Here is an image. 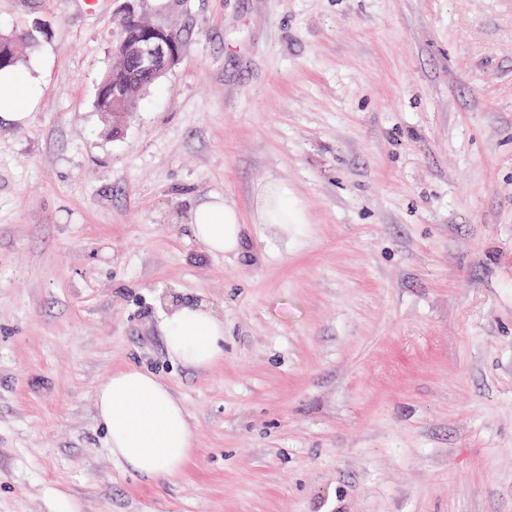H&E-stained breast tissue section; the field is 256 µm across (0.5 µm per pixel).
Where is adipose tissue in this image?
I'll return each instance as SVG.
<instances>
[{"label":"adipose tissue","instance_id":"obj_1","mask_svg":"<svg viewBox=\"0 0 512 512\" xmlns=\"http://www.w3.org/2000/svg\"><path fill=\"white\" fill-rule=\"evenodd\" d=\"M42 100L39 80L20 69L0 71V126L28 124ZM292 204L279 183L257 196L255 221L278 238L288 234ZM195 238L214 255L237 253L245 226L234 205L220 195L192 204L185 213ZM168 355L203 369L224 354V322L202 303L183 301L160 325ZM96 407L112 456L148 478L179 475L195 451V432L181 402L154 375L136 368L114 371L97 389Z\"/></svg>","mask_w":512,"mask_h":512}]
</instances>
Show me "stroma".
Here are the masks:
<instances>
[{
  "instance_id": "stroma-1",
  "label": "stroma",
  "mask_w": 512,
  "mask_h": 512,
  "mask_svg": "<svg viewBox=\"0 0 512 512\" xmlns=\"http://www.w3.org/2000/svg\"><path fill=\"white\" fill-rule=\"evenodd\" d=\"M124 3L0 0L45 83L0 129V512H512V0H139L180 58L115 133ZM210 194L239 253L183 220ZM165 297L223 360L169 359ZM129 367L195 429L174 478L106 445ZM288 210L294 213L288 198V190L277 182H271L257 196L255 222L266 224L277 238L287 237L288 224H302V222L288 223ZM194 237L214 255L236 254L245 225L234 205L220 195H211L192 204L185 213ZM160 328L168 355L185 366L207 368L224 356V321L203 303L176 304Z\"/></svg>"
}]
</instances>
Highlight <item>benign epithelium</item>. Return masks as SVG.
<instances>
[{
  "label": "benign epithelium",
  "mask_w": 512,
  "mask_h": 512,
  "mask_svg": "<svg viewBox=\"0 0 512 512\" xmlns=\"http://www.w3.org/2000/svg\"><path fill=\"white\" fill-rule=\"evenodd\" d=\"M115 52L131 68L148 76L164 73L178 61V45L168 29L152 26L137 41L116 44Z\"/></svg>",
  "instance_id": "benign-epithelium-1"
}]
</instances>
